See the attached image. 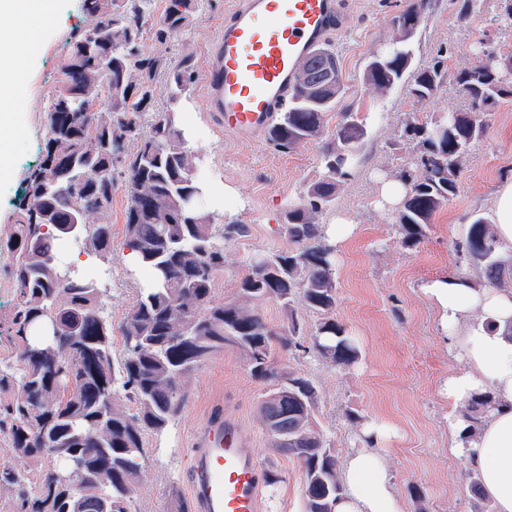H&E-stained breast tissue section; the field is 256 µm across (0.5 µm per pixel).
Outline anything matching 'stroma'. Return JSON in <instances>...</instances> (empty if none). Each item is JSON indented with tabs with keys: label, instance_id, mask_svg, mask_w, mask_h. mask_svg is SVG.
<instances>
[{
	"label": "stroma",
	"instance_id": "stroma-1",
	"mask_svg": "<svg viewBox=\"0 0 512 512\" xmlns=\"http://www.w3.org/2000/svg\"><path fill=\"white\" fill-rule=\"evenodd\" d=\"M427 21L414 37V63L421 66L444 54L449 70L470 67L469 46L483 39L495 51L512 43V0H479L477 9L460 17V0H433ZM232 0H202L197 20L158 45L151 30L164 12L165 0H154L141 42L145 52L163 51L171 60L192 55L199 74L183 101L184 121L194 137L213 186L228 188L211 210L217 219L233 218L249 227L248 236L229 244L223 272L215 279L216 299H230L253 253L285 246L277 232L283 209L297 200L320 173L321 146L311 142L283 154L268 143L253 144L226 136L206 104L203 74L209 49L224 23ZM409 0H343L353 19L351 29L335 35L332 45L343 75V106L363 120L368 142L359 163L343 180L336 199L319 222L353 224L351 235L335 252L338 278L336 317L356 337L358 361L339 369L297 350L279 356L280 365L309 378L318 392L317 421L338 460L360 448L361 424L375 420L390 434L381 445L403 503V512H488L489 502L472 487L473 474L448 451V414L437 389L455 371L458 360L439 337L435 308L421 293L425 282L466 273L456 245L477 215L490 216L499 184L512 176V99L487 112L488 131L471 145L458 177V189L434 218L427 237L416 247L400 246L393 224L394 208L384 203L381 188L417 153L402 144L400 131L408 115L431 118L443 108H464L459 89L444 85L432 99L418 102L399 87L382 95L365 82L369 55L393 34L391 20ZM81 0H64L61 21L46 30L26 61L19 96L22 124L13 158L14 174L0 183V226L13 223L27 171L40 159L44 110L52 97L68 43L83 29ZM127 187L117 181L112 198V250L106 312L114 329L113 351H124L120 329L143 285L125 264ZM189 398L174 423L159 436L146 434V457L134 486L135 512H168L172 496L187 498L181 474L185 450L212 409L224 407L251 433L258 459L280 477L265 487L267 512H303L304 474L291 458L276 454L261 422L257 403L266 386L255 380L244 358L233 349L206 361L187 379ZM359 421H350L348 411Z\"/></svg>",
	"mask_w": 512,
	"mask_h": 512
}]
</instances>
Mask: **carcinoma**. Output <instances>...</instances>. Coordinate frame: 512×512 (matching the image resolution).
I'll return each mask as SVG.
<instances>
[{
    "instance_id": "obj_1",
    "label": "carcinoma",
    "mask_w": 512,
    "mask_h": 512,
    "mask_svg": "<svg viewBox=\"0 0 512 512\" xmlns=\"http://www.w3.org/2000/svg\"><path fill=\"white\" fill-rule=\"evenodd\" d=\"M201 0H166L155 31L163 44L188 27ZM431 0H411L393 18L396 34L368 57L364 79L381 94L405 86L423 101L451 82L468 102L428 120H409L401 137L417 151L415 167L396 178L407 191L394 213L402 246L418 245L434 216L456 194L462 159L485 137V112L512 98L511 52L494 53L477 41L474 64L451 72L442 56L413 66L407 21L420 27ZM88 22L69 46L56 93L45 107L40 162L25 177L15 223L0 230V251L12 258L14 303L0 320L11 353L0 359V440L12 460L0 462V512H133L132 487L145 459L143 436L162 434L186 400L184 380L203 362L237 349L250 374L269 384L259 402L273 431L271 447L294 458L304 474V512H332L344 490L335 450L316 424L317 389L287 370L276 355L308 343V351L345 369L359 348L335 316V247L317 219L336 199L339 185L360 159L367 130L357 113L339 108L342 73L328 44L299 66L287 109L267 132L275 150L290 153L321 144V174L285 208L280 234L288 247L255 254L234 296L214 300L226 245L249 226L227 218L215 223L206 204L210 173L189 145L181 101L195 81L193 57L176 61L141 48L151 0H83ZM165 106L156 107L159 93ZM99 101V111H83ZM336 113L334 128L328 116ZM127 186L125 246L143 268L158 273L137 292L121 329L124 352L112 351V321L105 314L104 266L112 247V191ZM73 245L92 269L58 261L55 242ZM475 277L512 290V260L501 256L494 225L473 218L459 244ZM278 305L276 327L258 304ZM318 315L309 327L299 315ZM135 405L114 406L119 394ZM65 482L52 487L47 474Z\"/></svg>"
}]
</instances>
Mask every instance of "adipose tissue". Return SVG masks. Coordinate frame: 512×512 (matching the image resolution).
<instances>
[{
  "instance_id": "1",
  "label": "adipose tissue",
  "mask_w": 512,
  "mask_h": 512,
  "mask_svg": "<svg viewBox=\"0 0 512 512\" xmlns=\"http://www.w3.org/2000/svg\"><path fill=\"white\" fill-rule=\"evenodd\" d=\"M0 180L11 178L12 141L21 121L18 90L29 47L48 20L59 19L58 0H0ZM439 313V330L463 366L438 386L450 408L449 450L479 479L494 512H512V290H498L459 275L425 284ZM493 406L480 422L461 413L472 396ZM384 430L367 422L364 442L343 464L345 494L336 512H403L400 497L378 450Z\"/></svg>"
}]
</instances>
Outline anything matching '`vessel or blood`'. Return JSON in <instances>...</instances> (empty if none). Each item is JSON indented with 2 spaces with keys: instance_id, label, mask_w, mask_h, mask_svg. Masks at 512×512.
I'll return each instance as SVG.
<instances>
[{
  "instance_id": "vessel-or-blood-1",
  "label": "vessel or blood",
  "mask_w": 512,
  "mask_h": 512,
  "mask_svg": "<svg viewBox=\"0 0 512 512\" xmlns=\"http://www.w3.org/2000/svg\"><path fill=\"white\" fill-rule=\"evenodd\" d=\"M341 0H237L224 14L205 76L210 112L237 139H262L286 110L299 65L342 30ZM267 469L223 408L187 450L190 512H263Z\"/></svg>"
}]
</instances>
